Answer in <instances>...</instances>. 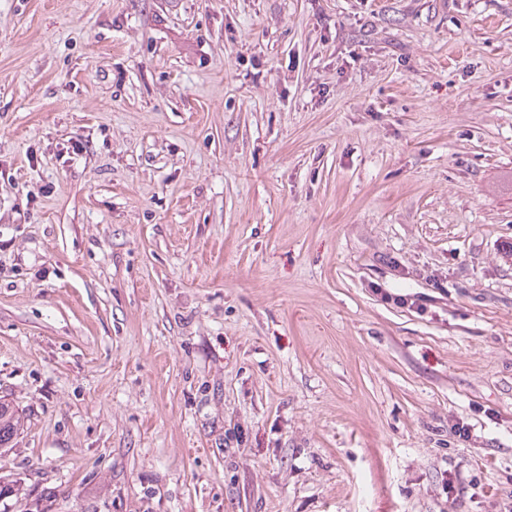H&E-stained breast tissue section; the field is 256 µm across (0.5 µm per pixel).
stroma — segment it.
<instances>
[{"label":"stroma","mask_w":512,"mask_h":512,"mask_svg":"<svg viewBox=\"0 0 512 512\" xmlns=\"http://www.w3.org/2000/svg\"><path fill=\"white\" fill-rule=\"evenodd\" d=\"M0 397L9 512H512V0H0ZM20 429V415L9 401L0 399V448H10Z\"/></svg>","instance_id":"obj_1"}]
</instances>
